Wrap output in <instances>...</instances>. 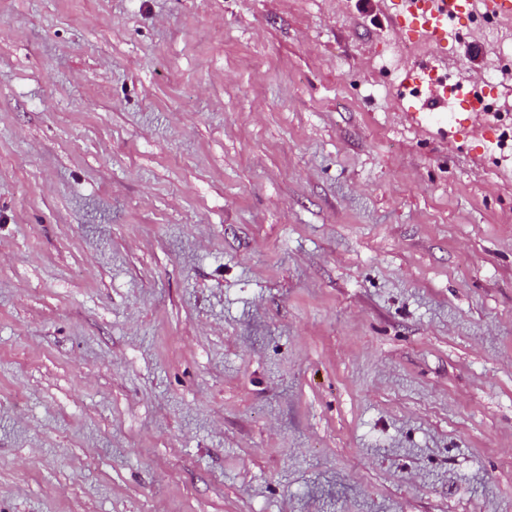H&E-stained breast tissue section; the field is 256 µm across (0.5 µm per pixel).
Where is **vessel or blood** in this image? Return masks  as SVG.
Instances as JSON below:
<instances>
[{
	"label": "vessel or blood",
	"instance_id": "b4317fda",
	"mask_svg": "<svg viewBox=\"0 0 512 512\" xmlns=\"http://www.w3.org/2000/svg\"><path fill=\"white\" fill-rule=\"evenodd\" d=\"M481 7L484 15L512 25V0H401L395 26L410 43L444 49L451 22Z\"/></svg>",
	"mask_w": 512,
	"mask_h": 512
}]
</instances>
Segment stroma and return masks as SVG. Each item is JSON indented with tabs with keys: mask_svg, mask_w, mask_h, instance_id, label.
Returning a JSON list of instances; mask_svg holds the SVG:
<instances>
[{
	"mask_svg": "<svg viewBox=\"0 0 512 512\" xmlns=\"http://www.w3.org/2000/svg\"><path fill=\"white\" fill-rule=\"evenodd\" d=\"M393 13L0 0V512H512V34Z\"/></svg>",
	"mask_w": 512,
	"mask_h": 512,
	"instance_id": "35a3bbf8",
	"label": "stroma"
}]
</instances>
